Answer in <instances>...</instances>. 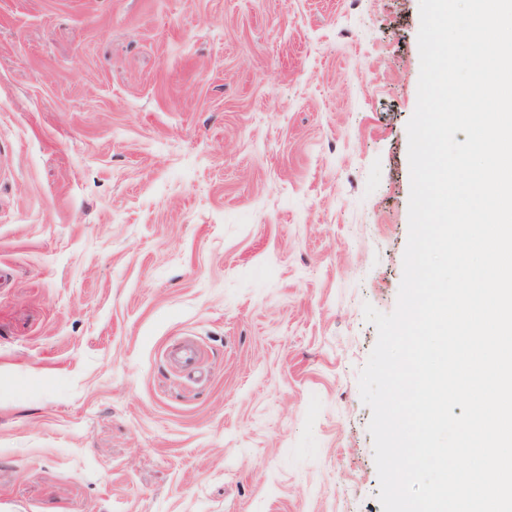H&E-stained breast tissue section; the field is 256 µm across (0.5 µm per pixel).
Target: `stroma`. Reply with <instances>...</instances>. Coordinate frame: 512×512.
Wrapping results in <instances>:
<instances>
[{"mask_svg": "<svg viewBox=\"0 0 512 512\" xmlns=\"http://www.w3.org/2000/svg\"><path fill=\"white\" fill-rule=\"evenodd\" d=\"M419 26L0 0V512H382L363 306L402 279Z\"/></svg>", "mask_w": 512, "mask_h": 512, "instance_id": "35a3bbf8", "label": "stroma"}]
</instances>
